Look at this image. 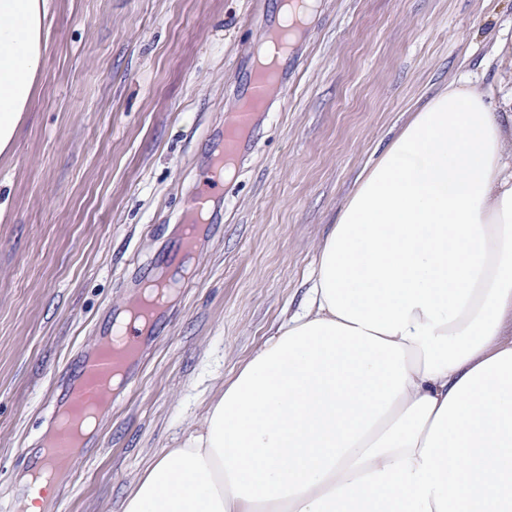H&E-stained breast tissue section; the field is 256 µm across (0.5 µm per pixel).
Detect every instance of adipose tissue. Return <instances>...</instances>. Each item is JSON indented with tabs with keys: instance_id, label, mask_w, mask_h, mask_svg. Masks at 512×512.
<instances>
[{
	"instance_id": "adipose-tissue-1",
	"label": "adipose tissue",
	"mask_w": 512,
	"mask_h": 512,
	"mask_svg": "<svg viewBox=\"0 0 512 512\" xmlns=\"http://www.w3.org/2000/svg\"><path fill=\"white\" fill-rule=\"evenodd\" d=\"M50 0H0V154ZM300 311L122 512H512V90L436 91L358 178Z\"/></svg>"
}]
</instances>
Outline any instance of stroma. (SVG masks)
Returning <instances> with one entry per match:
<instances>
[{"label": "stroma", "instance_id": "obj_1", "mask_svg": "<svg viewBox=\"0 0 512 512\" xmlns=\"http://www.w3.org/2000/svg\"><path fill=\"white\" fill-rule=\"evenodd\" d=\"M278 0H53L36 105L0 156V512L70 362L175 250L182 204ZM133 380L74 456L59 512H120L280 323L360 173L437 90L497 83L512 0H321Z\"/></svg>", "mask_w": 512, "mask_h": 512}]
</instances>
